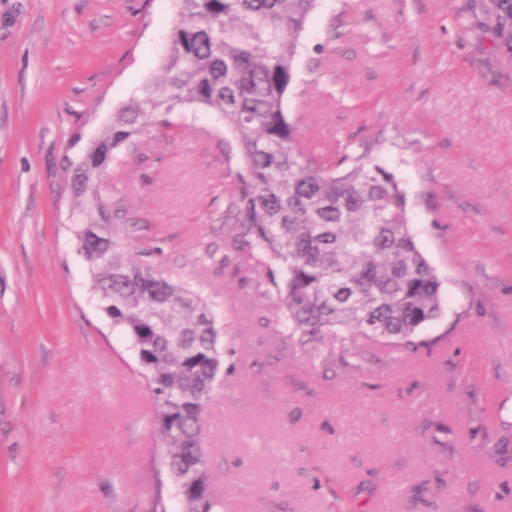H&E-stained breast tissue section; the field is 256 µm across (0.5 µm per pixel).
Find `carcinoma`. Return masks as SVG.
<instances>
[{
    "instance_id": "cac0c4a2",
    "label": "carcinoma",
    "mask_w": 512,
    "mask_h": 512,
    "mask_svg": "<svg viewBox=\"0 0 512 512\" xmlns=\"http://www.w3.org/2000/svg\"><path fill=\"white\" fill-rule=\"evenodd\" d=\"M317 0H179L166 77L143 85L65 170L80 200L68 215L91 289L128 337L154 407L151 430L182 512H224L206 460L202 421L224 369L219 305L202 288L160 270L161 248L125 259L123 195L104 192L141 138L176 128L171 115L216 112L237 142L224 220L231 249L264 272L260 295L276 303L280 341L312 363L331 362L327 341L362 336L410 353L440 317L442 281L420 251L408 199L375 142L331 152L299 138L285 104L296 87L300 38ZM499 45L512 55V0H490Z\"/></svg>"
}]
</instances>
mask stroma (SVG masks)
<instances>
[{
    "instance_id": "obj_1",
    "label": "stroma",
    "mask_w": 512,
    "mask_h": 512,
    "mask_svg": "<svg viewBox=\"0 0 512 512\" xmlns=\"http://www.w3.org/2000/svg\"><path fill=\"white\" fill-rule=\"evenodd\" d=\"M489 0H319L288 111L305 140L377 141L444 282L416 354L357 339L358 366L284 347L231 231L235 141L217 114L109 180L165 275L223 309L224 385L203 435L224 512H512V56ZM177 0H0V512H148L158 443L126 336L90 292L67 223L69 160L163 74ZM332 49L324 72L310 68Z\"/></svg>"
}]
</instances>
